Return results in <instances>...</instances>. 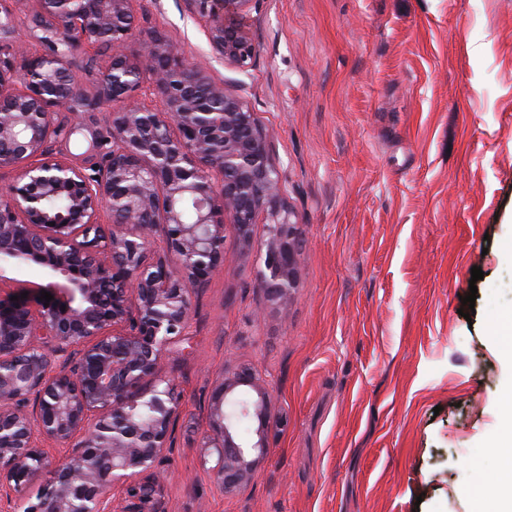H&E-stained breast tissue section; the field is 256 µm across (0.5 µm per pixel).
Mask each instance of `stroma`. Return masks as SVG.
<instances>
[{
    "label": "stroma",
    "instance_id": "35a3bbf8",
    "mask_svg": "<svg viewBox=\"0 0 512 512\" xmlns=\"http://www.w3.org/2000/svg\"><path fill=\"white\" fill-rule=\"evenodd\" d=\"M130 7L128 53L162 33L252 112L302 239L287 302L258 280L263 224L248 246L226 230L192 290L159 372L182 394L166 512H473V461L493 474L485 448L512 423V0H254L245 72L185 0ZM241 365L267 381L272 420L228 494L201 444Z\"/></svg>",
    "mask_w": 512,
    "mask_h": 512
}]
</instances>
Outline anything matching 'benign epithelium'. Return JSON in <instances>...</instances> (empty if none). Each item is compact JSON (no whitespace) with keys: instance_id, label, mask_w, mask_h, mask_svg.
I'll list each match as a JSON object with an SVG mask.
<instances>
[{"instance_id":"benign-epithelium-1","label":"benign epithelium","mask_w":512,"mask_h":512,"mask_svg":"<svg viewBox=\"0 0 512 512\" xmlns=\"http://www.w3.org/2000/svg\"><path fill=\"white\" fill-rule=\"evenodd\" d=\"M186 2L208 22L224 63L250 67L255 46L241 18L253 0ZM36 4L27 27L42 52L18 65L17 17L0 6V167H20L0 196V273L36 265L47 280L0 292V491L18 496L22 512H112L119 488L121 512H164L155 463L181 394L155 378L185 335L191 290L223 260L226 226L249 246L261 216V286L270 301H287L297 286L298 222L240 99L161 36L127 55L130 0ZM83 41L109 48L92 92L73 81ZM146 73L163 111L124 105L108 113L107 128L90 130L80 156L57 148L74 132L61 116L68 107L92 113L123 102ZM63 194L66 209L52 213L48 202ZM53 355L62 358L55 370ZM253 420L257 428L243 433L240 422ZM269 421L268 383L249 368L225 375L203 445L224 491L252 479ZM40 439L61 444L65 457L53 459ZM36 482V495L25 496Z\"/></svg>"}]
</instances>
